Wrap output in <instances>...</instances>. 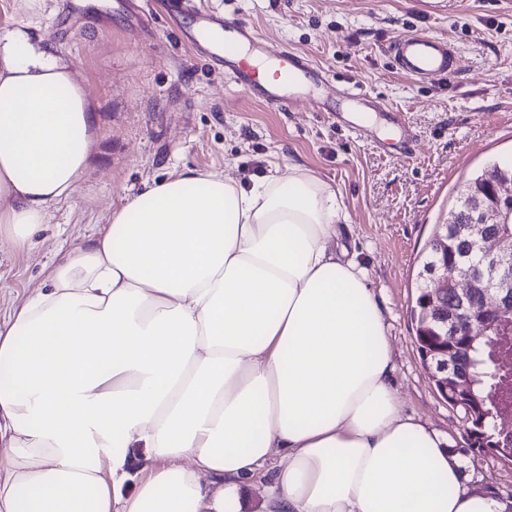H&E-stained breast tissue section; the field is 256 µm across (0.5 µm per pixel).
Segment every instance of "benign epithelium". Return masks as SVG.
<instances>
[{
    "mask_svg": "<svg viewBox=\"0 0 512 512\" xmlns=\"http://www.w3.org/2000/svg\"><path fill=\"white\" fill-rule=\"evenodd\" d=\"M465 214L460 221L453 211L448 223L464 224L458 245L479 247L483 263L461 260L450 267L445 261L437 266L426 278L423 314L444 324L454 337L487 335L492 341L497 326L512 322V231L503 228L512 217V176L498 167L485 170L473 181ZM423 365L443 391L454 389L455 398L468 391L470 378L454 369L453 349L437 359L424 357Z\"/></svg>",
    "mask_w": 512,
    "mask_h": 512,
    "instance_id": "7a95c632",
    "label": "benign epithelium"
}]
</instances>
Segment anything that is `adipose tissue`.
I'll list each match as a JSON object with an SVG mask.
<instances>
[{
    "mask_svg": "<svg viewBox=\"0 0 512 512\" xmlns=\"http://www.w3.org/2000/svg\"><path fill=\"white\" fill-rule=\"evenodd\" d=\"M94 141L70 64L0 35V241L30 243ZM345 218L300 165L248 186L190 168L114 210L0 328V512H243L275 455L262 512H506L401 416Z\"/></svg>",
    "mask_w": 512,
    "mask_h": 512,
    "instance_id": "obj_1",
    "label": "adipose tissue"
}]
</instances>
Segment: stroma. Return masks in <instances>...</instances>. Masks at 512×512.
<instances>
[{
    "label": "stroma",
    "mask_w": 512,
    "mask_h": 512,
    "mask_svg": "<svg viewBox=\"0 0 512 512\" xmlns=\"http://www.w3.org/2000/svg\"><path fill=\"white\" fill-rule=\"evenodd\" d=\"M0 0V30L19 26L69 61L95 105L92 166L54 207L30 245L0 246V322L41 287L50 269L84 246L113 210L146 183L194 168L246 183L271 166L302 165L340 194L339 245L367 268L384 313L402 416L426 423L461 451L470 489L512 498V461L465 451L464 414L437 393L415 341L412 307L425 247L481 169L512 157V0H455L424 16L414 0H184L180 21L229 17L323 68L324 95L356 85L403 112L418 135L415 157L396 140H354L326 113L268 108L143 21L132 0ZM446 38L455 72L418 82L396 71L393 41L407 32Z\"/></svg>",
    "instance_id": "obj_1"
}]
</instances>
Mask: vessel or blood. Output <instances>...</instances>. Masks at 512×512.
Wrapping results in <instances>:
<instances>
[{
    "label": "vessel or blood",
    "instance_id": "vessel-or-blood-1",
    "mask_svg": "<svg viewBox=\"0 0 512 512\" xmlns=\"http://www.w3.org/2000/svg\"><path fill=\"white\" fill-rule=\"evenodd\" d=\"M223 26L222 40L212 44L196 43L194 50L199 57L210 60L214 67L222 70L230 83L255 92L258 100L273 109L325 110L324 104L315 94L316 88L325 86L327 82L322 68L313 65L302 55L287 52L275 59L277 70L274 81H263L249 56L242 53L245 46L262 45L260 35L249 26L234 20H224ZM453 53V48L442 38L417 32L406 34L391 49L396 69L419 82L452 74ZM343 97L356 104L359 112L352 120L344 118L339 112H331L334 125L345 129L355 140L366 143L373 139V119H380L399 135L404 153L409 156L415 154L418 136L403 113L376 103L370 94L356 87L346 89Z\"/></svg>",
    "mask_w": 512,
    "mask_h": 512
}]
</instances>
